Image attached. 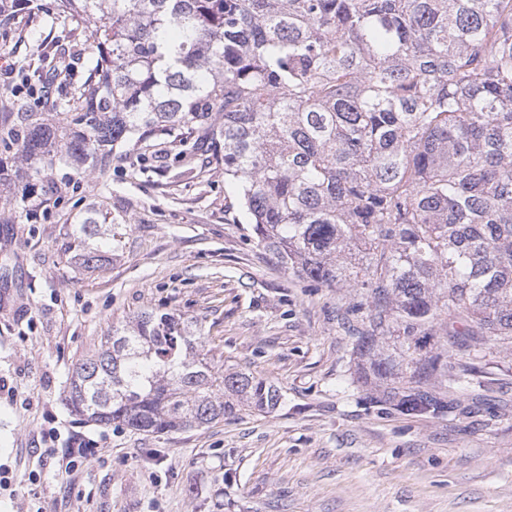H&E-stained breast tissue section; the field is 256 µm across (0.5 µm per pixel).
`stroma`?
Instances as JSON below:
<instances>
[{"label":"stroma","instance_id":"obj_1","mask_svg":"<svg viewBox=\"0 0 512 512\" xmlns=\"http://www.w3.org/2000/svg\"><path fill=\"white\" fill-rule=\"evenodd\" d=\"M38 2L0 26V125L57 98L13 94L23 63L84 41L53 24L54 0ZM175 153L157 144L142 168L117 149L105 177L25 166L0 189L12 212L0 224V512H512V352L479 360V399L460 397L468 415L410 418L375 402L384 384L360 380L339 322L364 290L284 270L207 152L186 157L202 171L193 181ZM91 207L111 230L86 243ZM151 311L196 324L209 361L275 384L284 404L163 435L82 421L66 404L76 363ZM73 435L95 453L66 483L47 452Z\"/></svg>","mask_w":512,"mask_h":512}]
</instances>
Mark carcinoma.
Instances as JSON below:
<instances>
[{"label":"carcinoma","mask_w":512,"mask_h":512,"mask_svg":"<svg viewBox=\"0 0 512 512\" xmlns=\"http://www.w3.org/2000/svg\"><path fill=\"white\" fill-rule=\"evenodd\" d=\"M94 28L69 119L18 112L4 150L104 175L113 149L204 144L257 245L297 277L367 291L352 335L376 402L443 417L475 362L512 348V0H55ZM52 44L29 80H58ZM87 210L80 231L106 220ZM446 349L422 353L430 331ZM171 312H143L75 368L68 404L150 434L270 413L274 384L222 369Z\"/></svg>","instance_id":"cac0c4a2"}]
</instances>
